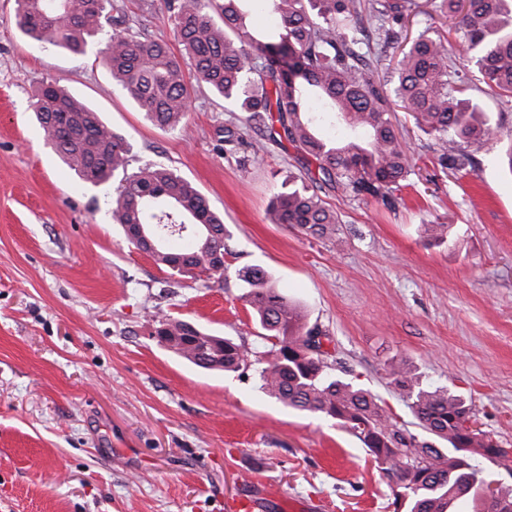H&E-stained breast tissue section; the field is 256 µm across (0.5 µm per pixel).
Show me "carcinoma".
Returning a JSON list of instances; mask_svg holds the SVG:
<instances>
[{
  "instance_id": "obj_1",
  "label": "carcinoma",
  "mask_w": 512,
  "mask_h": 512,
  "mask_svg": "<svg viewBox=\"0 0 512 512\" xmlns=\"http://www.w3.org/2000/svg\"><path fill=\"white\" fill-rule=\"evenodd\" d=\"M246 0H166L176 36L196 80L287 141L304 168L318 163L321 177L278 193L269 214L275 224H294L323 238L339 219L314 193L321 182L354 200L389 201L410 172L411 152L389 118L390 105L371 66L397 42L413 0H266L279 17L280 41L261 39L247 20ZM451 29L477 62L460 69L439 39L419 34L402 52L394 74L397 96L417 127L433 139L441 170L473 167L474 153L498 138L469 93L488 88L512 103V0H439ZM115 14H109V11ZM16 25L41 48L86 53L89 39L115 27L100 50L112 80L155 125L183 128L188 91L181 57L162 41L118 30L122 9L110 0H16ZM35 119L45 142L80 179L98 186L120 177L112 196V220L135 246L142 231L155 244L150 254L170 263L175 251L188 265L221 282L224 221L187 180L164 168L128 172L130 148L98 112L52 81L33 95ZM342 121L350 133L335 140L317 134L318 122ZM244 298L271 347L260 368L261 389L294 410L339 421L391 478L395 512H456L470 500L477 512H512V494L492 488L481 457L493 464L509 451L475 427L464 402L440 389L410 385L394 369L399 389L422 429L448 447L400 428L367 390L333 377L322 353H310L302 308L288 301L259 266L238 271ZM156 335L165 346L203 369L236 372L248 351L187 322L166 318Z\"/></svg>"
}]
</instances>
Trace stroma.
I'll return each mask as SVG.
<instances>
[{"label": "stroma", "instance_id": "35a3bbf8", "mask_svg": "<svg viewBox=\"0 0 512 512\" xmlns=\"http://www.w3.org/2000/svg\"><path fill=\"white\" fill-rule=\"evenodd\" d=\"M128 26L177 48L166 0H118ZM404 29L470 56L433 9ZM0 0V512H234L265 488L262 512H394L388 477L335 420L282 406L260 387L270 347L242 298L239 269H265L308 325L326 331L336 378L367 389L398 425L425 438L389 374L461 398L486 434L512 449V105L475 99L499 140L474 170L434 164L430 139L399 104L391 117L412 152L392 202L322 187L334 238L268 216L296 150L268 139L193 75L186 127L156 126L116 85L99 51L29 44ZM91 105L147 164L190 181L224 218V280L203 287L129 244L112 221L113 184L79 181L34 120L38 83ZM238 143L224 144L225 127ZM444 224L437 242L424 225ZM228 336L250 352L234 373L200 369L156 334L161 317Z\"/></svg>", "mask_w": 512, "mask_h": 512}]
</instances>
